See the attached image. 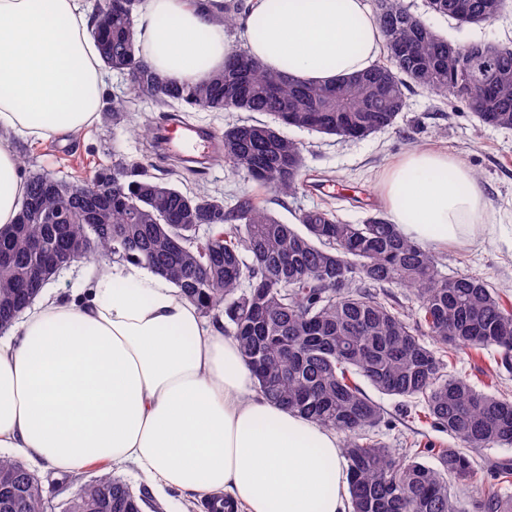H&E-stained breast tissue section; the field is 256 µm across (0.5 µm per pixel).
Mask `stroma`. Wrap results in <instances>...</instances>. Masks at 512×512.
Masks as SVG:
<instances>
[{
	"label": "stroma",
	"mask_w": 512,
	"mask_h": 512,
	"mask_svg": "<svg viewBox=\"0 0 512 512\" xmlns=\"http://www.w3.org/2000/svg\"><path fill=\"white\" fill-rule=\"evenodd\" d=\"M403 5L449 40L466 44L490 41L512 46V8L493 23L460 25L446 17L427 12L425 0H403ZM407 109L394 127L378 131L364 139H341L291 128L287 134L306 147V187L292 197L266 195V205L285 223H293L297 211L326 205L324 189H313L315 180L331 177L356 186L364 204L360 207L336 204L337 215L350 223L361 222L369 210L382 209L376 185L387 167L414 148H434L456 154L475 174L499 227L494 235L474 244L436 248L434 255L448 275L471 274L482 277L492 287H512V130L480 125L467 108L451 107L420 89L407 91ZM133 122L113 130L111 124L96 121L75 137L57 136L32 141L21 137L0 139L21 158L25 169L42 170L54 177L84 183L100 165L111 163L120 153L131 163L151 167L155 157L143 146V138L134 132L135 124L158 117L161 108L149 101L132 105ZM191 188L206 187L236 195L249 190L242 172L225 162L209 165L190 182ZM372 397L387 410L391 420L381 435L396 452H404L405 440L415 435L443 448L453 447L447 433L429 424L403 421L398 402L380 392Z\"/></svg>",
	"instance_id": "obj_1"
}]
</instances>
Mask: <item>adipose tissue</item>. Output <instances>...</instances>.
<instances>
[{
    "mask_svg": "<svg viewBox=\"0 0 512 512\" xmlns=\"http://www.w3.org/2000/svg\"><path fill=\"white\" fill-rule=\"evenodd\" d=\"M247 52L284 78L334 82L371 67L383 38L367 0H249ZM223 0H143L144 60L195 85L232 46ZM84 0H0V134L75 135L112 78ZM27 183L0 149V231ZM389 219L422 249L495 233L454 154L415 149L378 184ZM77 302L43 293L0 346V447L61 477L96 462L134 469L158 498L224 496L235 512H347L336 434L253 387L236 341L145 265L104 267Z\"/></svg>",
    "mask_w": 512,
    "mask_h": 512,
    "instance_id": "obj_1",
    "label": "adipose tissue"
}]
</instances>
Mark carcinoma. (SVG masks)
I'll use <instances>...</instances> for the list:
<instances>
[{"instance_id": "obj_1", "label": "carcinoma", "mask_w": 512, "mask_h": 512, "mask_svg": "<svg viewBox=\"0 0 512 512\" xmlns=\"http://www.w3.org/2000/svg\"><path fill=\"white\" fill-rule=\"evenodd\" d=\"M140 0H96L90 36L106 68L126 76L132 98L173 108L238 113L224 128V161L257 186L281 196L303 188L304 146L285 127L363 138L394 125L415 86L465 105L483 124L512 129V48L459 44L436 32L401 0H374L386 61L334 84L294 82L236 49L224 70L203 83L163 79L140 56ZM429 10L460 24L491 23L507 0H427ZM130 98V99H132ZM130 99L102 108L117 127ZM270 117L258 121L251 114ZM93 178L100 192L79 197L80 185L26 178L16 222L0 232V332L25 304L24 285L39 263L29 243H57L50 216L75 208L67 240L89 246L82 258L145 262L206 315L224 316L254 385L270 401L344 435L350 512H512V459L490 463L494 483L459 504L455 482L481 470V451L512 445V301L482 279L448 278L438 261L379 214L361 224L331 207L281 222L255 194L226 202L217 191H184L114 159ZM110 224L95 234L91 225ZM410 292L414 312L378 289ZM493 352L494 392L454 369L460 353ZM402 403V415L448 433L458 448L414 438L399 457L381 438L387 412L362 383ZM438 457L432 467L421 458ZM56 503L23 463L0 456V512H145L149 492L132 490L105 465Z\"/></svg>"}]
</instances>
